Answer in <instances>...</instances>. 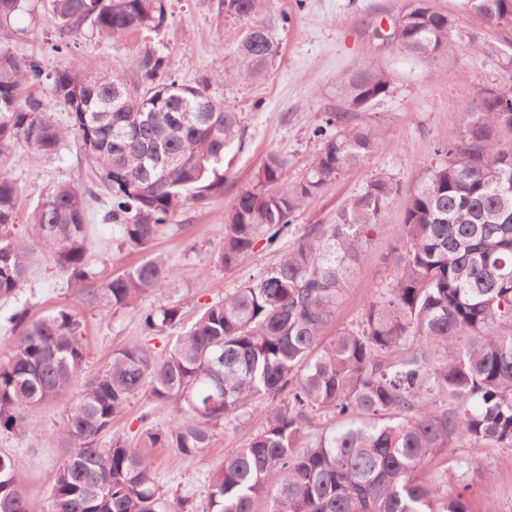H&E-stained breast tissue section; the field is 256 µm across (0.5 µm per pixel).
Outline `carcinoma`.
<instances>
[{"instance_id": "1", "label": "carcinoma", "mask_w": 512, "mask_h": 512, "mask_svg": "<svg viewBox=\"0 0 512 512\" xmlns=\"http://www.w3.org/2000/svg\"><path fill=\"white\" fill-rule=\"evenodd\" d=\"M169 0H49L60 34L90 28L118 40L155 33ZM491 27L512 29V0H465ZM235 25L232 49L219 54L225 74L256 80L280 56L290 18L272 0H219ZM33 14L31 0H0V156L23 144L33 161L71 138L96 167L110 199L102 221L122 244L145 248L186 203L224 194V157L243 143L239 113L206 86L164 80L168 57L147 49L137 82L120 98L116 75L72 62L56 70L49 97L22 98L21 81L42 76L39 63L15 52ZM397 48L435 59L448 46L451 21L429 0H404ZM390 87L375 63L347 80L348 107L324 113L314 134L322 147L297 181L281 184L287 159L268 155L254 184L224 210L226 269L262 239L273 242L295 213L348 169L381 148L378 126L357 122ZM512 82L484 88L439 140L440 161L405 201L397 272L362 322L323 344L336 324L355 264L372 233L386 229L398 187L371 179L336 214L300 236L259 277L204 308L184 325L170 301L142 315L152 334L183 326L165 355L137 343L122 347L83 377L85 336L79 312L62 308L32 319L27 308L7 319L13 345L0 361V434L16 433L27 415L80 387L55 441L68 449L53 474L54 512H471L470 485L440 496L417 472L460 441L512 448ZM61 106L62 123L51 115ZM67 182L48 188L17 233L19 187L0 172V302L22 288L32 242L54 253L67 285L103 311L141 295H165L174 269L150 259L102 284L90 268L87 195ZM141 393L177 418L146 426L141 444L189 457L210 446L213 430L267 402L263 429L210 475L207 501L172 505L150 460L121 440L102 444L112 422ZM339 423L311 436L313 416ZM14 459L0 452V512H33Z\"/></svg>"}]
</instances>
